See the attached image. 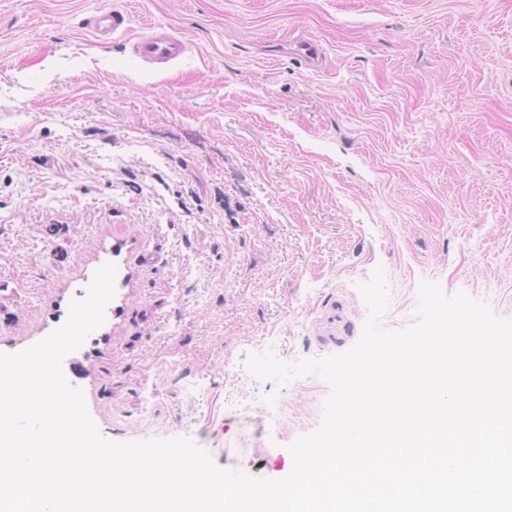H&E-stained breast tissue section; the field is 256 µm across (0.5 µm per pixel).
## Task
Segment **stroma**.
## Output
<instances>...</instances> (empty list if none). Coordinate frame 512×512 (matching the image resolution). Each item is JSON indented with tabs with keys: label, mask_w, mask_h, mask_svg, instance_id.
Wrapping results in <instances>:
<instances>
[{
	"label": "stroma",
	"mask_w": 512,
	"mask_h": 512,
	"mask_svg": "<svg viewBox=\"0 0 512 512\" xmlns=\"http://www.w3.org/2000/svg\"><path fill=\"white\" fill-rule=\"evenodd\" d=\"M112 8L127 36L95 39ZM156 27L182 59L132 54ZM108 263L105 321L63 361L100 434L286 477L331 387L249 355L352 348L378 267L385 330L424 281L512 320V0H0V353ZM128 19L123 11L118 9L102 10L96 15L89 25L95 37L101 39L113 36L117 33H127Z\"/></svg>",
	"instance_id": "obj_1"
}]
</instances>
